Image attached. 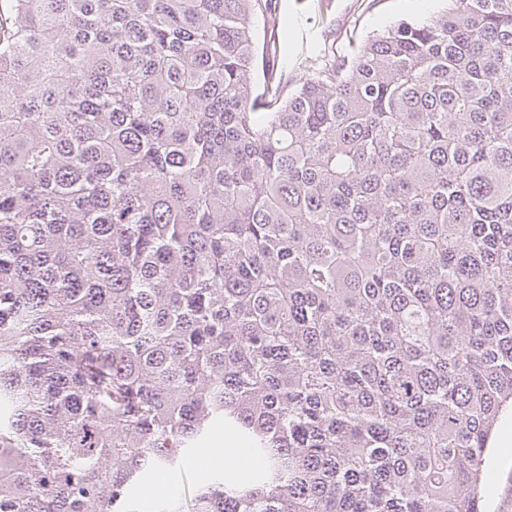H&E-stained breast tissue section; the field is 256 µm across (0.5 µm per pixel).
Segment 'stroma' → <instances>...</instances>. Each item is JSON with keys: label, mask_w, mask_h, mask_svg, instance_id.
I'll list each match as a JSON object with an SVG mask.
<instances>
[{"label": "stroma", "mask_w": 512, "mask_h": 512, "mask_svg": "<svg viewBox=\"0 0 512 512\" xmlns=\"http://www.w3.org/2000/svg\"><path fill=\"white\" fill-rule=\"evenodd\" d=\"M318 0H272L276 10L288 19V34L276 41L263 22H256L258 44L279 43L288 58L284 73L289 83L308 75L318 48H326L337 60H347L369 37L382 33L399 21L420 22L446 10L447 0H329L318 8ZM495 472V489L486 499V512H512V414L496 428L490 450ZM202 480L197 458L185 459L164 479L144 475L138 483L148 496L165 495L176 489L187 493Z\"/></svg>", "instance_id": "1"}]
</instances>
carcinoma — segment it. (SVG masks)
<instances>
[{
	"label": "carcinoma",
	"instance_id": "1",
	"mask_svg": "<svg viewBox=\"0 0 512 512\" xmlns=\"http://www.w3.org/2000/svg\"><path fill=\"white\" fill-rule=\"evenodd\" d=\"M288 85L270 0H0V512H481L512 411V0ZM262 80L256 81L257 73ZM199 457L185 459L173 471L168 473L163 481H158L152 474L144 475L138 483V490L147 496H164L168 491L176 489L192 493L201 483L202 475L198 466Z\"/></svg>",
	"mask_w": 512,
	"mask_h": 512
}]
</instances>
